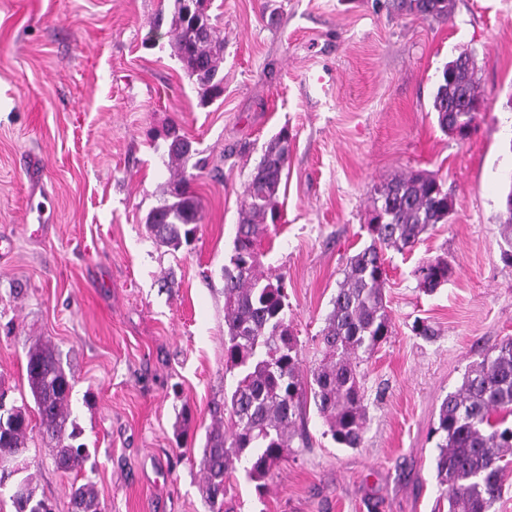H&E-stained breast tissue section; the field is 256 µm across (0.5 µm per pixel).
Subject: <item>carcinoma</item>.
<instances>
[{"label": "carcinoma", "instance_id": "1", "mask_svg": "<svg viewBox=\"0 0 512 512\" xmlns=\"http://www.w3.org/2000/svg\"><path fill=\"white\" fill-rule=\"evenodd\" d=\"M170 35L189 78L205 100L223 92L219 72L224 63V39L208 13L209 0L184 6L175 0ZM396 8L425 19L451 16L452 0H396ZM481 94L473 57L467 53L448 62L438 76L432 110L439 128L454 127L467 137L475 127ZM166 166L170 177L162 199L146 217L153 239L178 249L195 235L201 221V202L191 191L196 174L188 171L195 154L193 142L176 127L167 131ZM288 130L266 145L254 167L241 205L230 265L224 266V362L237 371L236 384L224 410L231 422L224 432L217 420L203 449V494L211 507L223 512L226 481L234 463L246 458L247 477L261 482L272 476L290 448L291 426L303 398L313 401L343 448L360 446L366 406L357 371L360 354L369 353L391 336L385 301L387 272L383 250L412 248L430 227L446 224L453 200L434 174L415 173L395 178L378 190L370 221V243L349 259L343 281L331 300L332 309L322 330L323 363L303 378L297 343L287 320L288 302L283 277L258 273L260 233L279 218L278 198L288 162ZM420 285L432 293L448 283L450 267L443 259L418 269ZM27 384L40 425L55 442L54 463L64 472L84 464L86 448L74 446L71 419V381L49 345H34L27 353ZM0 395V461L15 460L27 448L30 426L24 405L4 408ZM512 338L503 341L481 361L469 366L461 385L442 401L438 411L440 434L437 477L448 494V512H491L500 498L512 456ZM6 490L15 512H53L36 495L22 469H0V492ZM71 512H101L94 488L72 489Z\"/></svg>", "mask_w": 512, "mask_h": 512}]
</instances>
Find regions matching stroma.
Returning a JSON list of instances; mask_svg holds the SVG:
<instances>
[{"mask_svg": "<svg viewBox=\"0 0 512 512\" xmlns=\"http://www.w3.org/2000/svg\"><path fill=\"white\" fill-rule=\"evenodd\" d=\"M173 11L174 0H0V237L12 244L0 259V389L31 403L28 348L51 342L89 450L81 470H58L32 420L25 461L39 496L70 512L71 487L89 484L105 512H212L202 450L234 383L222 269L250 174L285 127L281 219L258 270L285 279L302 374L324 357L331 299L370 242L378 189L435 173L453 212L412 249L385 253L392 335L359 360L361 447L336 444L305 401L264 492L243 470L230 478L234 512H448L435 470L439 406L512 338V264L501 256L512 0H453L445 21L398 12L393 0H212L224 93L206 105L170 41ZM463 53L484 102L460 140L431 105L439 71ZM316 70L331 82H311ZM173 125L205 161L191 184L202 220L176 251L145 226L168 178ZM435 258L450 275L427 294L417 269ZM418 320L432 338L415 335Z\"/></svg>", "mask_w": 512, "mask_h": 512, "instance_id": "obj_1", "label": "stroma"}]
</instances>
